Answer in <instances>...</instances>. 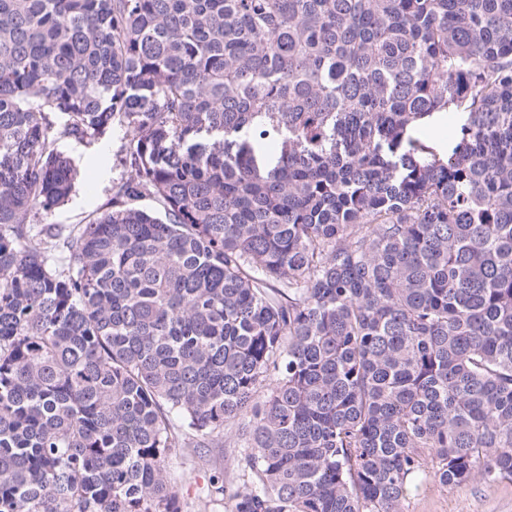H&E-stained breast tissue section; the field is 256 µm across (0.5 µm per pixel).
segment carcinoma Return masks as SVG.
<instances>
[{"label":"carcinoma","instance_id":"cac0c4a2","mask_svg":"<svg viewBox=\"0 0 512 512\" xmlns=\"http://www.w3.org/2000/svg\"><path fill=\"white\" fill-rule=\"evenodd\" d=\"M226 433L230 512L512 480V0H0V512H182ZM457 124V118L451 113L447 115H439L437 121L433 123H424L420 126L418 136L425 141V143L438 152L440 149H444L445 154L448 151V141L450 140V134ZM58 148L76 168V192L35 224H83L106 208L112 185L133 175L130 158L136 144L122 130L113 128L90 143L63 139ZM233 448H204L202 457L195 448H180L169 457L166 467L183 512H229L227 498L215 499L209 495L208 479L214 471L224 472V481L233 488L239 486L237 460Z\"/></svg>","mask_w":512,"mask_h":512}]
</instances>
